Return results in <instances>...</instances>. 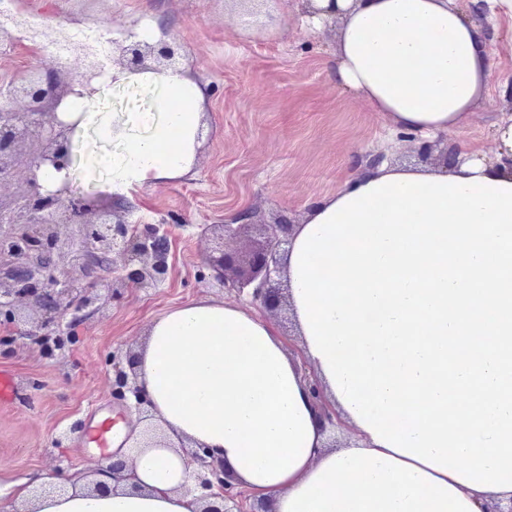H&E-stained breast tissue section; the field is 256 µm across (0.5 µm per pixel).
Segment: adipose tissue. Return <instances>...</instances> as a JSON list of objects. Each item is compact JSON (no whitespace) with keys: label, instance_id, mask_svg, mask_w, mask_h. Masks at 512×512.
Here are the masks:
<instances>
[{"label":"adipose tissue","instance_id":"obj_1","mask_svg":"<svg viewBox=\"0 0 512 512\" xmlns=\"http://www.w3.org/2000/svg\"><path fill=\"white\" fill-rule=\"evenodd\" d=\"M335 4L337 82L366 99L391 130L421 136L465 127L487 85L480 28L458 0H314ZM114 86H148L155 111L89 112L71 96L63 120L79 130L96 128L111 140L112 155L92 159L106 167V192L122 198L189 174L196 159L203 97L181 71H108ZM494 156L473 151L458 168L427 170L382 163L349 180L307 212L317 220L332 205L369 183L395 175L468 179L512 184V115L494 132ZM322 375L326 404L342 423L356 426L350 445L325 448L301 366ZM306 331L289 346L276 324L256 309L201 299L153 318L138 351V381L153 406L154 425L169 447L136 455L115 493L92 495L72 478L66 491L35 497L53 483L46 472L10 483L15 502L34 512H199V493L181 442L211 449L235 472L253 499L276 512H482L496 499L448 474L378 444L338 399L323 376Z\"/></svg>","mask_w":512,"mask_h":512}]
</instances>
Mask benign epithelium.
Returning <instances> with one entry per match:
<instances>
[{
  "instance_id": "benign-epithelium-1",
  "label": "benign epithelium",
  "mask_w": 512,
  "mask_h": 512,
  "mask_svg": "<svg viewBox=\"0 0 512 512\" xmlns=\"http://www.w3.org/2000/svg\"><path fill=\"white\" fill-rule=\"evenodd\" d=\"M36 42L38 30L20 12L0 18V43L17 46V31ZM116 64L131 72L174 69L181 54L166 39L151 45L133 41L118 47ZM102 73L94 61L83 72L73 73L58 59L39 65L8 83V96L0 104V184L22 168L25 180L17 185V202L0 203V317L15 330L13 339L45 346L51 336L103 310L121 288L158 284L169 272L170 242L167 233L155 227L151 233L111 212H99L92 196L74 195L70 182L43 190L38 172L44 166L56 171L73 164L72 144L77 124L58 118V105L68 96H92L93 81ZM297 225L286 220L255 224L247 212L222 225L223 245L212 257L214 278L238 294L248 287L251 303L275 311L285 303L284 259L292 247ZM252 232L254 245L245 251L234 247L241 234ZM127 368L116 367L112 393L134 403L138 422L148 420L149 397L136 382L134 355ZM306 387L315 407L321 432L338 428L336 412L325 403L321 384L308 376ZM85 423L75 420L56 438L61 446L84 436ZM195 464L193 478L200 491L201 512H258L250 505L246 490L224 468L223 461L207 448L186 451ZM112 477L120 479L129 458L119 453L101 456Z\"/></svg>"
}]
</instances>
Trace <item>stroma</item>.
Segmentation results:
<instances>
[{"mask_svg": "<svg viewBox=\"0 0 512 512\" xmlns=\"http://www.w3.org/2000/svg\"><path fill=\"white\" fill-rule=\"evenodd\" d=\"M40 42L59 27L102 26L129 44L141 19L180 46L181 65L204 86V134L191 175L126 199L130 222L163 225L172 241L169 273L156 285L122 289L104 313L84 321L59 356L37 346L0 354V374L23 383L12 407H0V500L3 488L34 472L91 475L100 456L93 439L55 445L68 422L117 416L112 363L145 338L149 320L192 300L248 305L224 292L207 259L221 226L238 212L256 222L302 223L311 205L359 176L361 153L378 151V114L341 87L334 73L336 28L310 29L302 0H20ZM487 32L486 94L448 145L493 153V130L512 113V20L475 13ZM147 87L98 84L92 112H151Z\"/></svg>", "mask_w": 512, "mask_h": 512, "instance_id": "stroma-1", "label": "stroma"}]
</instances>
